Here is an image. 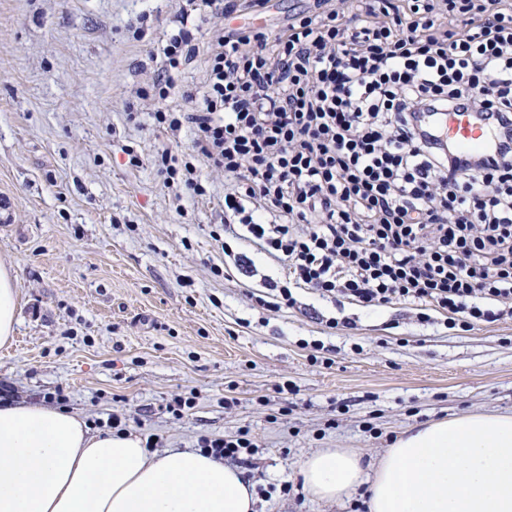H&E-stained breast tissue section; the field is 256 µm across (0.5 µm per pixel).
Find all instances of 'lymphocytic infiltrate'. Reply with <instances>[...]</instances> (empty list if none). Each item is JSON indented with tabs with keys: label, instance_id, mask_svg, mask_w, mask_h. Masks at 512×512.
<instances>
[{
	"label": "lymphocytic infiltrate",
	"instance_id": "1",
	"mask_svg": "<svg viewBox=\"0 0 512 512\" xmlns=\"http://www.w3.org/2000/svg\"><path fill=\"white\" fill-rule=\"evenodd\" d=\"M497 0H313L275 33L227 30L203 93L154 124L189 129L158 150L164 187L206 196L199 164L234 181L224 234L284 269L269 308L307 289L337 303L434 310L447 328L512 319V12ZM188 14L167 34V98L196 56ZM478 111L491 150L463 153L425 126Z\"/></svg>",
	"mask_w": 512,
	"mask_h": 512
}]
</instances>
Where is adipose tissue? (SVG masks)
<instances>
[{
    "label": "adipose tissue",
    "mask_w": 512,
    "mask_h": 512,
    "mask_svg": "<svg viewBox=\"0 0 512 512\" xmlns=\"http://www.w3.org/2000/svg\"><path fill=\"white\" fill-rule=\"evenodd\" d=\"M12 273L0 265V345L19 320ZM320 502L368 488L369 512H512V416L474 414L406 432L364 470L354 451L299 463ZM238 468L194 451L146 448L137 435L92 429L76 412L0 403V512H254Z\"/></svg>",
    "instance_id": "ef3b65f1"
}]
</instances>
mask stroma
<instances>
[{
	"instance_id": "obj_1",
	"label": "stroma",
	"mask_w": 512,
	"mask_h": 512,
	"mask_svg": "<svg viewBox=\"0 0 512 512\" xmlns=\"http://www.w3.org/2000/svg\"><path fill=\"white\" fill-rule=\"evenodd\" d=\"M189 8L0 0V264L21 305L14 341L0 347V386L35 402L63 390L66 409L101 430L123 412L128 431L157 435L162 450L248 431L257 512H354L367 487L315 501L300 460L358 448L372 465L412 426L512 414V320L449 329L410 305L341 308L308 294L269 311L250 292L281 269L247 243L233 248L258 275H218L223 171L201 166L208 195L178 199L152 164L162 148L183 155L191 135L159 129L151 112L182 109V90L203 89V51L221 33L201 17L200 53L177 90L150 96L165 34ZM314 340L325 362L311 361ZM286 383L292 393L279 394ZM179 397L195 405L177 419L168 405Z\"/></svg>"
}]
</instances>
